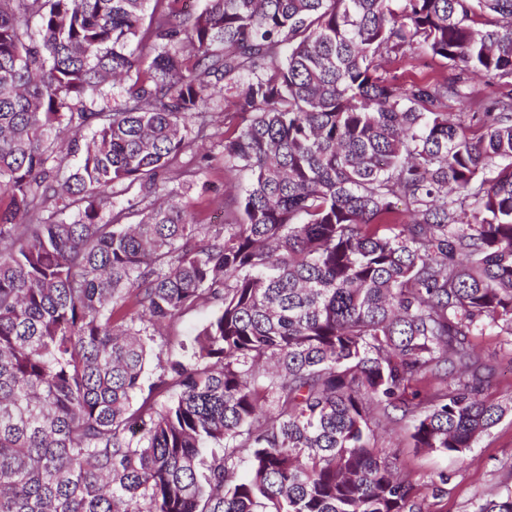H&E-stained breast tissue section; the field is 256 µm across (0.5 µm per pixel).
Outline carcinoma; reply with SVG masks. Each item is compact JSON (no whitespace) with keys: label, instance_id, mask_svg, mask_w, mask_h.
I'll list each match as a JSON object with an SVG mask.
<instances>
[{"label":"carcinoma","instance_id":"1","mask_svg":"<svg viewBox=\"0 0 512 512\" xmlns=\"http://www.w3.org/2000/svg\"><path fill=\"white\" fill-rule=\"evenodd\" d=\"M172 2L0 0V512H445L377 430L464 454L512 411L473 343L512 355V92H465L512 80V0ZM221 83L248 178L205 225L170 185ZM388 74L401 83L429 80L437 76H446L450 69L445 61L430 58L403 57L385 64ZM211 315L210 308H199L182 316L170 326H165L162 331L169 336H173L171 344L172 353L176 355H187L180 349L181 342L189 344V341L202 328Z\"/></svg>","mask_w":512,"mask_h":512}]
</instances>
